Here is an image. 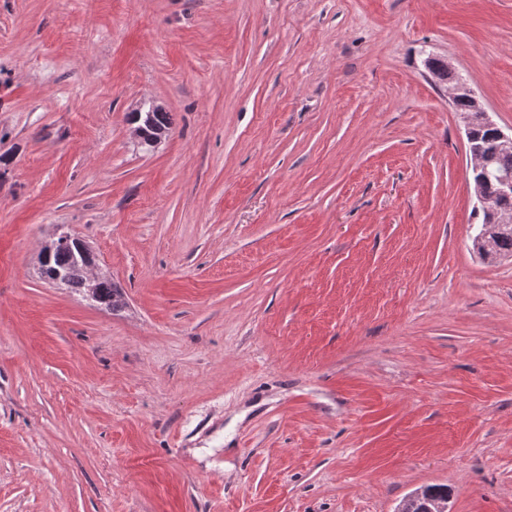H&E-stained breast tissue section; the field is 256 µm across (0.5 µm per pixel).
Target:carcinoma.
Instances as JSON below:
<instances>
[{"mask_svg": "<svg viewBox=\"0 0 512 512\" xmlns=\"http://www.w3.org/2000/svg\"><path fill=\"white\" fill-rule=\"evenodd\" d=\"M132 120L138 123V130L144 142L151 143L165 136L171 126L170 113L160 106H150L143 112H135ZM478 144L488 155L487 189L496 187V177L512 174V150H496L490 132L481 126L475 127ZM481 228L491 231L492 244L488 254L495 257H512V224H497L492 215L482 213ZM94 265V257L88 247L77 239H70L63 245L52 241L40 259L39 273L42 278L59 288L78 293L82 298L96 306L104 307L114 313L122 311L126 302L121 289L106 278L89 275Z\"/></svg>", "mask_w": 512, "mask_h": 512, "instance_id": "cac0c4a2", "label": "carcinoma"}]
</instances>
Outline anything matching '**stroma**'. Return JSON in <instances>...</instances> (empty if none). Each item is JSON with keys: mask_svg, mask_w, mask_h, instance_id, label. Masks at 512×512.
<instances>
[{"mask_svg": "<svg viewBox=\"0 0 512 512\" xmlns=\"http://www.w3.org/2000/svg\"><path fill=\"white\" fill-rule=\"evenodd\" d=\"M430 57L512 126V0H0V512H512V258ZM61 229L122 312L41 278ZM132 120L138 123V130L143 137L144 142L151 143V146L157 145L163 136H165L171 126L170 113L160 106H149L144 112H133ZM481 228L491 231L492 244L488 249L490 256L506 258L512 257V213L509 211L499 212L496 223L492 221V214L486 213L483 209Z\"/></svg>", "mask_w": 512, "mask_h": 512, "instance_id": "obj_1", "label": "stroma"}]
</instances>
